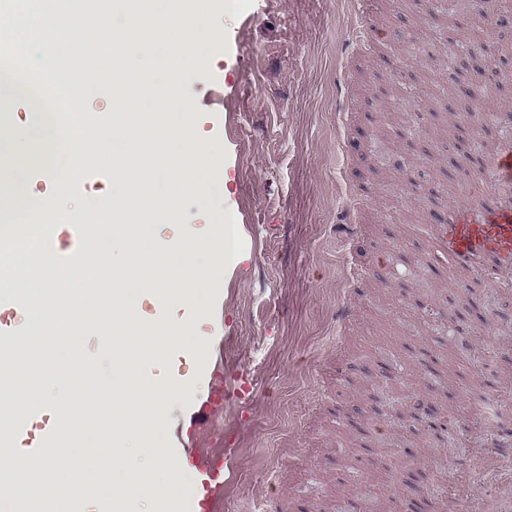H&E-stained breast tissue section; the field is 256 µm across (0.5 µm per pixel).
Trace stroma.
I'll return each mask as SVG.
<instances>
[{
    "instance_id": "obj_1",
    "label": "stroma",
    "mask_w": 512,
    "mask_h": 512,
    "mask_svg": "<svg viewBox=\"0 0 512 512\" xmlns=\"http://www.w3.org/2000/svg\"><path fill=\"white\" fill-rule=\"evenodd\" d=\"M223 2L224 39L185 69L180 91L197 136L222 146L209 176L224 191L204 206L184 189L181 207L200 230L232 228L231 258L210 277L236 294L219 316L148 297L138 315L193 320L255 381L244 412L224 421L241 450L224 512H262L269 490L280 512H399L416 490L428 493L418 512H512V287L455 270L435 240L449 212L496 201L475 174L512 140V29L461 26L459 0H376L384 37L352 56L343 0ZM486 43L497 56L480 52ZM460 50L472 60L468 94ZM347 89L358 112L344 126ZM351 196L365 235L345 253L336 226ZM349 265L368 276L338 349ZM97 334L61 357L86 370L90 414L112 379ZM203 361L180 348L149 364L158 382L189 385L164 437L208 397Z\"/></svg>"
}]
</instances>
